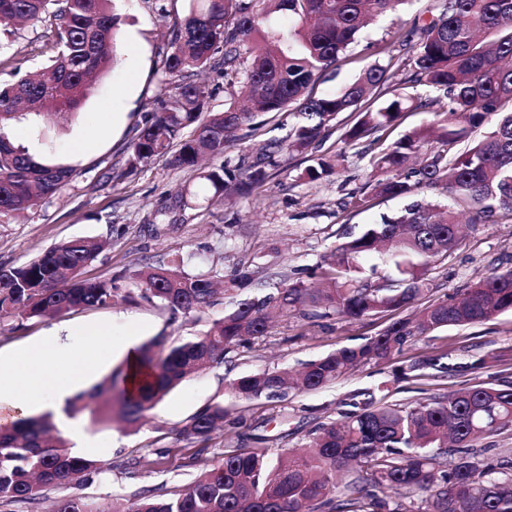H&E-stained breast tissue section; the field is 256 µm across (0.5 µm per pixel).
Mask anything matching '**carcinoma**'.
Returning <instances> with one entry per match:
<instances>
[{"label":"carcinoma","instance_id":"cac0c4a2","mask_svg":"<svg viewBox=\"0 0 512 512\" xmlns=\"http://www.w3.org/2000/svg\"><path fill=\"white\" fill-rule=\"evenodd\" d=\"M408 0H189L173 21L163 56L161 88L147 103L131 140L124 177L158 156L175 168H196L203 188L223 195L230 185L249 191L282 161L320 143L344 112L357 113L344 141L353 144L391 130L402 114L432 115L371 156L369 179L349 193L362 208L374 197L407 198L398 212L366 225L322 257L309 280L280 275L271 291L245 295L251 273L224 279V316L199 336L161 349L154 339L138 348L147 373L127 392L120 367L67 412L93 424L119 419L132 430L194 370L224 364V355L270 329L271 314L348 321L384 315L389 323L355 346L308 361L299 377L276 369L229 380L236 400L272 401L290 390H319L354 367L392 362L421 336L443 328L485 323L512 311V270L493 272L446 299L432 298L429 276L458 247L459 216L470 223L512 221V0H444L438 16L401 36L408 56L374 62L353 81L316 96L320 77L337 65L368 20ZM53 17L54 54L18 79L0 83V222L32 216L72 179L67 166L44 163L16 146L11 123L37 106L62 118L76 112L97 80L114 65L121 17L114 0H0V23ZM220 66L228 88L240 87L247 105L230 99L212 110L213 89L201 73ZM399 82H394L395 77ZM421 87L434 95L406 94ZM295 107L294 121L276 125L248 154L231 155L245 136ZM491 125L478 141L474 129ZM224 157L218 168L200 157ZM105 242L75 238L55 244L29 263L0 266V335L23 323L114 301H160L173 314L216 304L212 280L181 270L183 259L143 267L131 287L118 279L83 277ZM388 266L394 276H378ZM422 303L412 317L395 312ZM445 355H426L399 368L418 382L450 370ZM366 390L352 410L320 423L302 448H236L185 488L134 494L129 511L118 498L99 502L59 497L53 512H402V498L420 495L431 512H512V475L502 460L480 457L477 443L512 427V381L497 379L403 407ZM230 417L216 403L178 431L182 440L209 441ZM106 471L72 453L52 414L0 427V512L37 504L45 491L80 485Z\"/></svg>","mask_w":512,"mask_h":512}]
</instances>
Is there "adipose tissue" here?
I'll list each match as a JSON object with an SVG mask.
<instances>
[{"label":"adipose tissue","mask_w":512,"mask_h":512,"mask_svg":"<svg viewBox=\"0 0 512 512\" xmlns=\"http://www.w3.org/2000/svg\"><path fill=\"white\" fill-rule=\"evenodd\" d=\"M36 361L28 367L23 390H0V425L10 426L30 409L56 412L62 432L75 447H88L89 441L78 422L62 411L64 401L85 385L101 361L52 336L35 345Z\"/></svg>","instance_id":"adipose-tissue-1"}]
</instances>
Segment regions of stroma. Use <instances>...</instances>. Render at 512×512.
I'll return each mask as SVG.
<instances>
[{
	"label": "stroma",
	"instance_id": "35a3bbf8",
	"mask_svg": "<svg viewBox=\"0 0 512 512\" xmlns=\"http://www.w3.org/2000/svg\"><path fill=\"white\" fill-rule=\"evenodd\" d=\"M122 18L120 63L100 79L91 94L68 121L54 118L34 125L22 120L11 127L20 145H32L34 156L70 167L74 177L59 195L43 201L35 215L0 223V266H19L51 246L73 238L108 241L109 246L86 268V277L107 280L133 276L144 265L183 257L191 275L225 277L241 266L268 276L278 271L310 268L343 240L359 232L380 215L392 214L401 199L378 198L369 209L347 206L350 192L363 184L370 172L368 144L344 143L343 124L352 121L342 113L334 129L312 157L326 158L334 171L318 181L303 179L307 160L294 158L249 194L211 202L198 186L195 172L177 169L158 157L124 176L127 146L141 125L146 103L160 90L159 64L168 50L167 33L175 18L183 16L187 0H118ZM439 0H413L404 13L371 24L360 41L329 69L316 94L335 90L358 76L373 62L387 63L401 55L399 36L413 23H425L439 13ZM10 49L0 52V81L16 70H31L53 53L55 28L49 16L25 23L11 36ZM186 193L187 206L176 205ZM512 269V224H479L468 230L457 249L434 271L438 296L454 294L496 270ZM224 314L223 304L201 313L174 315L160 303L136 300L114 302L77 310L41 321H30L0 335V354L14 359L0 384L19 389L25 381L24 350L49 334H57L103 364L92 376L99 383L120 366L111 352L88 347L84 331L101 325L113 339L134 337L143 344L161 340L172 347L206 331ZM385 325L380 316L347 321L334 316L314 322L294 318L274 323L268 335L224 357V363L187 377L150 412L138 432L119 423L90 426L94 442L92 459L107 465L106 473L79 487L80 495L112 499L132 498L141 488L168 489L188 486L206 465L220 462L226 451L257 448H299L321 422L337 417L351 394L386 386L390 401L408 404L420 392L445 394L473 383L468 366L479 358L501 355L495 366L512 381V311L495 319L451 327L421 337L404 352L446 354L447 376L429 379L422 386L399 378L395 364H367L352 370L335 385L315 391L290 392L274 400L237 401L228 398L226 385L233 377L266 368L299 369L301 364L339 347L358 345ZM223 403L232 414L243 416L241 425L213 434L208 445L190 444L176 437L186 421L207 405ZM166 448L160 464L128 478L124 462Z\"/></svg>",
	"mask_w": 512,
	"mask_h": 512
}]
</instances>
